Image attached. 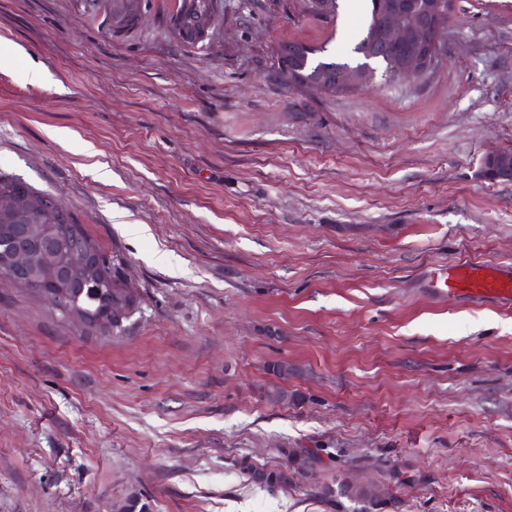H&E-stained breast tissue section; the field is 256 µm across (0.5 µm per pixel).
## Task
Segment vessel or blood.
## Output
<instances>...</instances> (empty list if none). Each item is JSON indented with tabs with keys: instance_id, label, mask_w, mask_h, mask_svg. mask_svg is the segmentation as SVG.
Here are the masks:
<instances>
[{
	"instance_id": "vessel-or-blood-1",
	"label": "vessel or blood",
	"mask_w": 512,
	"mask_h": 512,
	"mask_svg": "<svg viewBox=\"0 0 512 512\" xmlns=\"http://www.w3.org/2000/svg\"><path fill=\"white\" fill-rule=\"evenodd\" d=\"M433 283L441 294L512 305V269L480 262H462L437 273Z\"/></svg>"
}]
</instances>
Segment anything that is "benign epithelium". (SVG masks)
Listing matches in <instances>:
<instances>
[{
	"label": "benign epithelium",
	"instance_id": "obj_1",
	"mask_svg": "<svg viewBox=\"0 0 512 512\" xmlns=\"http://www.w3.org/2000/svg\"><path fill=\"white\" fill-rule=\"evenodd\" d=\"M108 13L112 31L122 34L136 22L143 10V0H101ZM410 0L393 3L377 0V22L368 49L392 53L394 68L389 78L424 77L439 70L445 59L440 39L448 23L451 0H421L419 17L409 12ZM217 0L209 2L208 9L197 11L190 3H182L181 15L186 23L176 27L173 34L182 41L200 43L210 37L214 25ZM310 50L306 44L281 47L278 55L290 62ZM288 82L321 91L336 87H350L363 83L367 76L361 73L321 72L304 76L293 68L286 69ZM39 205L20 210L8 199H0V220L12 223L17 238L16 248L0 256V276L16 286L34 285L44 279L53 285L56 296L72 287L74 277L81 273L102 271L98 253L90 247H80L64 238L52 235V226L43 223L37 215Z\"/></svg>",
	"mask_w": 512,
	"mask_h": 512
}]
</instances>
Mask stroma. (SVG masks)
<instances>
[{
  "mask_svg": "<svg viewBox=\"0 0 512 512\" xmlns=\"http://www.w3.org/2000/svg\"><path fill=\"white\" fill-rule=\"evenodd\" d=\"M348 2L219 0L204 49L171 38V0L121 37L95 0H0V172L141 300L101 336L0 278V512L133 489L151 512H326L313 491L345 474L388 483L384 512H512V309L428 287L512 266V182L479 174L512 150V0H454L429 80L285 84L282 42L353 57L371 2ZM285 448L324 465L276 491L239 469Z\"/></svg>",
  "mask_w": 512,
  "mask_h": 512,
  "instance_id": "1",
  "label": "stroma"
}]
</instances>
